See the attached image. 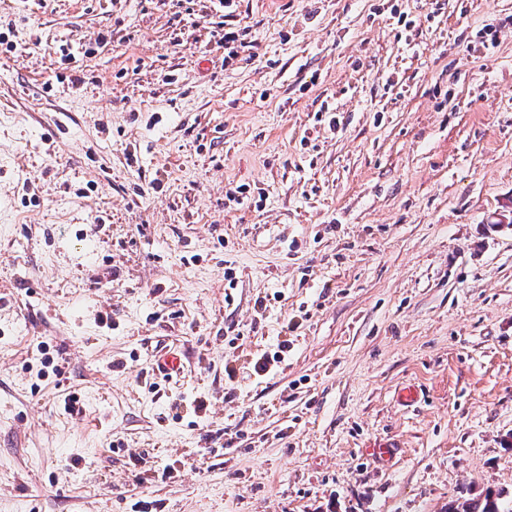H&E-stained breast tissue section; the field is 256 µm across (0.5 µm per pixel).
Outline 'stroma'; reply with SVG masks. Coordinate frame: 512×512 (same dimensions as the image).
Returning a JSON list of instances; mask_svg holds the SVG:
<instances>
[{"label": "stroma", "mask_w": 512, "mask_h": 512, "mask_svg": "<svg viewBox=\"0 0 512 512\" xmlns=\"http://www.w3.org/2000/svg\"><path fill=\"white\" fill-rule=\"evenodd\" d=\"M0 33V512L512 498V0H0ZM247 35V28L229 27L227 30L224 29V50H228L227 56L224 57L225 61L237 58L240 51H244L245 48L251 50L256 46L255 41H247V38H243Z\"/></svg>", "instance_id": "obj_1"}]
</instances>
